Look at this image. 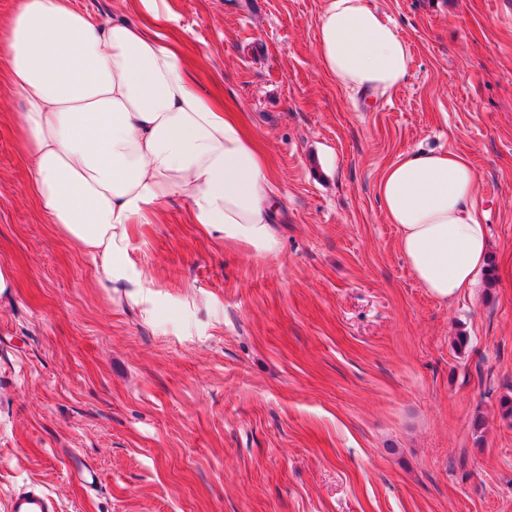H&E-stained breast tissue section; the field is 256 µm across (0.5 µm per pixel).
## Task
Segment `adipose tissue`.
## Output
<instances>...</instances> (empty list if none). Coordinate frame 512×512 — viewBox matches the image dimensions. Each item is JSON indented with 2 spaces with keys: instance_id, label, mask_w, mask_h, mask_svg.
<instances>
[{
  "instance_id": "obj_1",
  "label": "adipose tissue",
  "mask_w": 512,
  "mask_h": 512,
  "mask_svg": "<svg viewBox=\"0 0 512 512\" xmlns=\"http://www.w3.org/2000/svg\"><path fill=\"white\" fill-rule=\"evenodd\" d=\"M146 20H100L70 0H17L0 53L24 110L17 130L32 190L57 232L98 266L108 288L147 293L128 257L129 229L182 200L210 235L256 256L279 250L267 162L237 112L195 88L178 19L160 0H130ZM323 72L350 93L386 94L412 57L369 0H324L315 39ZM479 172L453 151H408L376 195L420 285L448 301L490 260L471 207Z\"/></svg>"
}]
</instances>
